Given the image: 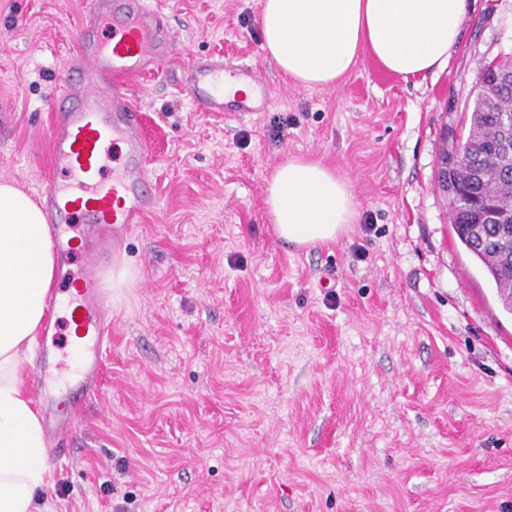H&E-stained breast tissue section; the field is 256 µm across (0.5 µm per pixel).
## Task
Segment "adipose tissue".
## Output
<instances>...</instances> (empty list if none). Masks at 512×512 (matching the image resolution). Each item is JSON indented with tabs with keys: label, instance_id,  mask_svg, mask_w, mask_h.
I'll use <instances>...</instances> for the list:
<instances>
[{
	"label": "adipose tissue",
	"instance_id": "ef3b65f1",
	"mask_svg": "<svg viewBox=\"0 0 512 512\" xmlns=\"http://www.w3.org/2000/svg\"><path fill=\"white\" fill-rule=\"evenodd\" d=\"M262 49L285 80L313 89L349 73L363 53L405 78L446 65L469 0H260ZM276 235L308 247L335 241L358 217L349 180L323 161L293 157L266 181ZM55 272L51 230L40 207L0 181V512H36L51 485L38 412L22 381V347L44 319Z\"/></svg>",
	"mask_w": 512,
	"mask_h": 512
}]
</instances>
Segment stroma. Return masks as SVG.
Listing matches in <instances>:
<instances>
[{
    "instance_id": "obj_1",
    "label": "stroma",
    "mask_w": 512,
    "mask_h": 512,
    "mask_svg": "<svg viewBox=\"0 0 512 512\" xmlns=\"http://www.w3.org/2000/svg\"><path fill=\"white\" fill-rule=\"evenodd\" d=\"M88 0H0V180L38 197L55 77ZM175 53H221L272 88L249 118L194 111L172 78L129 92L157 209L112 254V345L39 512H512V314L455 235L435 170L512 0H474L448 64L403 79L362 56L286 82L259 0H157ZM294 156L348 176L357 224L297 247L266 179Z\"/></svg>"
}]
</instances>
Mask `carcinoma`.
<instances>
[{
    "label": "carcinoma",
    "instance_id": "obj_1",
    "mask_svg": "<svg viewBox=\"0 0 512 512\" xmlns=\"http://www.w3.org/2000/svg\"><path fill=\"white\" fill-rule=\"evenodd\" d=\"M482 91L469 107L470 129L463 139L466 165L452 173L460 200L481 198L502 212L512 210V57L481 73ZM452 228L474 225L460 242L483 266L493 282L503 310L512 314V232L494 236L495 222L479 210L450 209Z\"/></svg>",
    "mask_w": 512,
    "mask_h": 512
}]
</instances>
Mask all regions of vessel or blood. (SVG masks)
<instances>
[{"mask_svg": "<svg viewBox=\"0 0 512 512\" xmlns=\"http://www.w3.org/2000/svg\"><path fill=\"white\" fill-rule=\"evenodd\" d=\"M175 39L151 0H89L80 49L57 74L50 121L37 130L50 146L51 175L39 194L45 222L60 229L78 218L89 227L78 246L82 273L61 274L45 296L46 323L32 378L50 440L72 429L75 411L101 384L112 343L103 262L158 205L148 168L150 145L128 79L177 66V89L198 111L251 116L270 104V89L255 69L221 55L177 62ZM117 143L123 153L114 167L109 149ZM63 305L68 316L61 323L56 312ZM62 328L75 337L81 357L80 368L64 381L57 377L53 349Z\"/></svg>", "mask_w": 512, "mask_h": 512, "instance_id": "vessel-or-blood-1", "label": "vessel or blood"}]
</instances>
